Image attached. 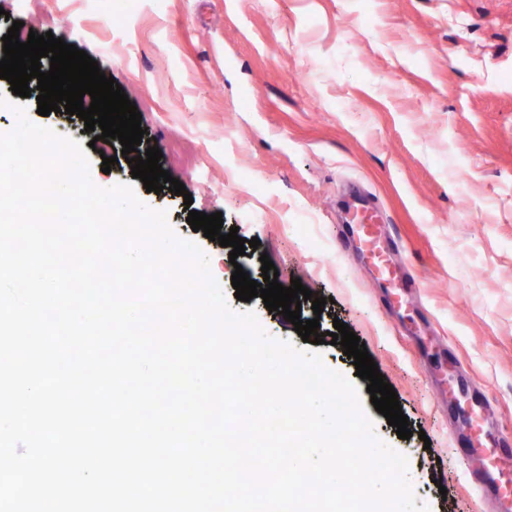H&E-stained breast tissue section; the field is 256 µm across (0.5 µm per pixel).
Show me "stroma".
I'll return each mask as SVG.
<instances>
[{
    "label": "stroma",
    "instance_id": "obj_1",
    "mask_svg": "<svg viewBox=\"0 0 512 512\" xmlns=\"http://www.w3.org/2000/svg\"><path fill=\"white\" fill-rule=\"evenodd\" d=\"M122 24L103 0H0L13 22L76 45L141 114L147 144L193 198L146 192L130 170L87 151L94 183H134L180 239L210 260L230 308L253 309L273 339L320 349L354 377L342 346L303 341L262 298L237 300L229 248L193 231L189 211L258 238L278 283L325 298L324 326L348 324L410 422L399 439L358 398L375 436L404 454L429 512H493L455 457L463 430L449 379H473L489 427L512 438V0H129ZM138 145V153L146 146ZM360 186L383 217L395 269L416 286L396 295L344 242L342 202Z\"/></svg>",
    "mask_w": 512,
    "mask_h": 512
}]
</instances>
